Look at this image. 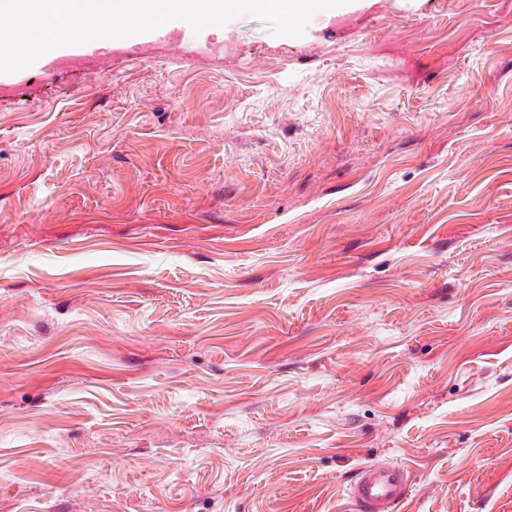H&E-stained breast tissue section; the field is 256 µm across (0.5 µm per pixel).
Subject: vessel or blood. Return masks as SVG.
<instances>
[{
	"mask_svg": "<svg viewBox=\"0 0 512 512\" xmlns=\"http://www.w3.org/2000/svg\"><path fill=\"white\" fill-rule=\"evenodd\" d=\"M408 490L404 472L374 463L363 467L351 489L358 512H396Z\"/></svg>",
	"mask_w": 512,
	"mask_h": 512,
	"instance_id": "b4317fda",
	"label": "vessel or blood"
}]
</instances>
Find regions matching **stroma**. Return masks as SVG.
<instances>
[{
	"label": "stroma",
	"instance_id": "35a3bbf8",
	"mask_svg": "<svg viewBox=\"0 0 512 512\" xmlns=\"http://www.w3.org/2000/svg\"><path fill=\"white\" fill-rule=\"evenodd\" d=\"M166 29L0 74V512H512V0ZM408 490L404 472L374 463L363 467L351 489L358 512H394Z\"/></svg>",
	"mask_w": 512,
	"mask_h": 512
}]
</instances>
